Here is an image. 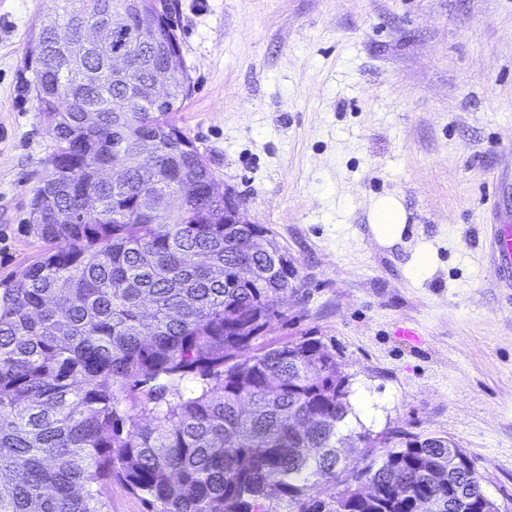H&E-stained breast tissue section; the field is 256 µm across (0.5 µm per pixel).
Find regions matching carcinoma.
<instances>
[{
	"label": "carcinoma",
	"instance_id": "obj_1",
	"mask_svg": "<svg viewBox=\"0 0 512 512\" xmlns=\"http://www.w3.org/2000/svg\"><path fill=\"white\" fill-rule=\"evenodd\" d=\"M61 2L21 72L54 148L24 224L45 249L0 291V512H107L114 480L157 512H271L274 495L293 512H456L450 485L475 501L481 476L448 470V439L341 434L350 391L321 342L259 344L294 270L250 250L263 225L224 223L172 118L187 68L168 101L148 100L166 63L152 44L176 30L152 29L143 0L144 32L104 22L76 62L62 42L124 0ZM128 96L134 111H113ZM128 155L118 185L96 178ZM347 440L378 459L342 456Z\"/></svg>",
	"mask_w": 512,
	"mask_h": 512
}]
</instances>
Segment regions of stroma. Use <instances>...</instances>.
<instances>
[{
	"mask_svg": "<svg viewBox=\"0 0 512 512\" xmlns=\"http://www.w3.org/2000/svg\"><path fill=\"white\" fill-rule=\"evenodd\" d=\"M58 2L0 0V288L39 252L23 226L53 142L18 76ZM175 4L194 85L175 120L295 268L264 343L321 341L345 430L448 437L512 512V285L487 240L512 220V0ZM386 195L407 214L393 244L368 220Z\"/></svg>",
	"mask_w": 512,
	"mask_h": 512,
	"instance_id": "1",
	"label": "stroma"
}]
</instances>
